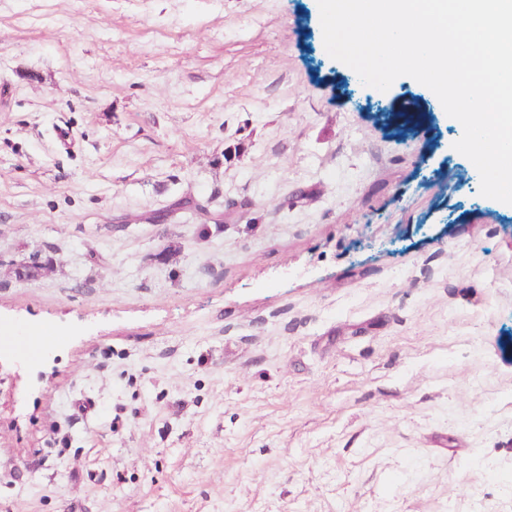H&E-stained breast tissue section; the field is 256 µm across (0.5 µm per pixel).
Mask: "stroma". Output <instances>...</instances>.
<instances>
[{
  "label": "stroma",
  "instance_id": "stroma-1",
  "mask_svg": "<svg viewBox=\"0 0 512 512\" xmlns=\"http://www.w3.org/2000/svg\"><path fill=\"white\" fill-rule=\"evenodd\" d=\"M461 135L317 0H0V512H512V206Z\"/></svg>",
  "mask_w": 512,
  "mask_h": 512
}]
</instances>
